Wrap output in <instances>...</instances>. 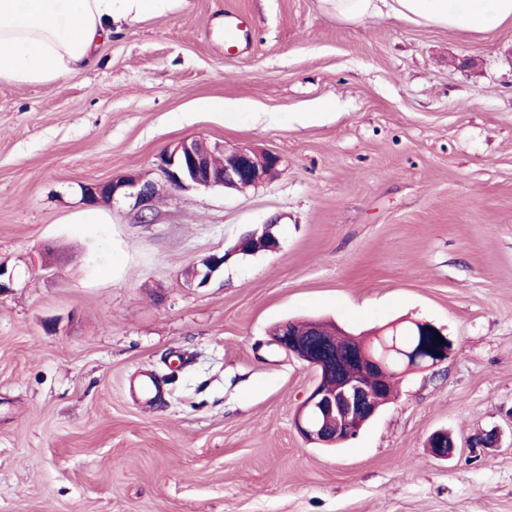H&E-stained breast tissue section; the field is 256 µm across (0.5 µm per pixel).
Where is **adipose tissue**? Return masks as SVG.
Returning <instances> with one entry per match:
<instances>
[{"instance_id":"obj_1","label":"adipose tissue","mask_w":512,"mask_h":512,"mask_svg":"<svg viewBox=\"0 0 512 512\" xmlns=\"http://www.w3.org/2000/svg\"><path fill=\"white\" fill-rule=\"evenodd\" d=\"M167 0H0V81L54 85L95 66L121 23ZM349 24L386 15L417 25L484 33L512 23V0H321Z\"/></svg>"}]
</instances>
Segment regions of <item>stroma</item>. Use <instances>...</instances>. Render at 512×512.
<instances>
[{
  "label": "stroma",
  "mask_w": 512,
  "mask_h": 512,
  "mask_svg": "<svg viewBox=\"0 0 512 512\" xmlns=\"http://www.w3.org/2000/svg\"><path fill=\"white\" fill-rule=\"evenodd\" d=\"M100 53L56 86L0 81V512H512V24L171 0ZM184 138L282 162L241 191L162 188L143 223L123 198L87 217L82 184L158 180ZM267 224L278 250L231 254ZM287 319L426 321L458 353L327 450L294 426L316 374L273 345ZM226 260V255H211L203 259L200 264L189 269V274H186L189 285L193 286L197 283V287L206 286L211 281L215 273L224 266ZM201 264H203V267H200Z\"/></svg>",
  "instance_id": "35a3bbf8"
}]
</instances>
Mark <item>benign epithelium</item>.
Returning <instances> with one entry per match:
<instances>
[{
	"label": "benign epithelium",
	"instance_id": "1",
	"mask_svg": "<svg viewBox=\"0 0 512 512\" xmlns=\"http://www.w3.org/2000/svg\"><path fill=\"white\" fill-rule=\"evenodd\" d=\"M199 139H183L165 149L157 158L156 168L163 185L174 189H244L256 186L272 176L281 163L279 155L266 154L256 162V152L248 148L220 149L224 154V171L217 175L211 168L209 151L200 147ZM86 205H105L116 198L133 200L140 218L153 209L159 185L135 175H122L108 182H91L81 186ZM227 261V255H211L195 265L187 274L189 285L203 287ZM337 340L320 339V331L309 336L287 331L274 343L288 354L304 361L317 373V383L301 403L295 426L306 442L337 445L355 438L359 431L352 419L359 414L375 415L374 389L367 382L370 371L387 370L382 361L367 357L355 342L353 334L342 329L333 331Z\"/></svg>",
	"mask_w": 512,
	"mask_h": 512
}]
</instances>
